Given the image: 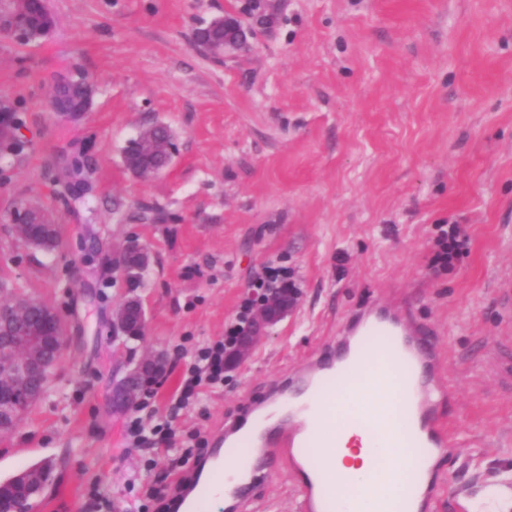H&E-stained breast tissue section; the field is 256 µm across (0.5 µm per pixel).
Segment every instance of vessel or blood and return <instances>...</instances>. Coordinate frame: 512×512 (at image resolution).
I'll list each match as a JSON object with an SVG mask.
<instances>
[{
	"label": "vessel or blood",
	"mask_w": 512,
	"mask_h": 512,
	"mask_svg": "<svg viewBox=\"0 0 512 512\" xmlns=\"http://www.w3.org/2000/svg\"><path fill=\"white\" fill-rule=\"evenodd\" d=\"M343 352H328L311 359L296 384L294 397L277 398L272 407L249 419H239L220 427L211 437L212 448L194 478L180 486L177 496L184 512H223L228 486L241 471H254L262 463L289 468L301 495L300 512H337L334 485L321 481L318 468L309 457V434L314 426L316 393L329 385L345 369L360 372L361 355H349L354 338L383 336L390 354L389 370L410 403L394 417V438L378 436L372 458L390 454L410 464L405 475V491L395 500L394 512H410L430 501V488L419 464L449 447L447 431L435 423L431 411L446 400L448 393L431 377L436 360L432 335L412 323L402 307L386 310L363 306L342 329Z\"/></svg>",
	"instance_id": "vessel-or-blood-1"
}]
</instances>
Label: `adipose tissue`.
<instances>
[{"label":"adipose tissue","instance_id":"1","mask_svg":"<svg viewBox=\"0 0 512 512\" xmlns=\"http://www.w3.org/2000/svg\"><path fill=\"white\" fill-rule=\"evenodd\" d=\"M387 369L385 356H378L361 379L337 386L324 399L323 415L332 426L323 432L318 452L332 458L333 470L341 476L336 490L345 512H385L398 489L401 467L385 458L375 473L368 464L375 433L404 399L397 384H379Z\"/></svg>","mask_w":512,"mask_h":512}]
</instances>
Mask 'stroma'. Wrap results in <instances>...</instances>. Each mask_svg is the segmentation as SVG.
Segmentation results:
<instances>
[{"label":"stroma","instance_id":"1","mask_svg":"<svg viewBox=\"0 0 512 512\" xmlns=\"http://www.w3.org/2000/svg\"><path fill=\"white\" fill-rule=\"evenodd\" d=\"M271 2L273 26L223 61L193 34L242 0H48L47 38L0 37V99L21 108L26 143L0 157V282L61 310L70 336L49 395L0 433V481L55 462L34 512H127L180 476L127 429L167 416L195 343L222 338L272 268L299 288L298 309L179 412L178 435L265 406L355 309L395 302L434 332L449 393L433 411L454 442L434 462V512H458L456 486L512 489V391L492 378L512 336L500 302L512 290V0ZM74 69L95 86L78 120L49 107L54 78ZM147 121L170 127L177 152L142 179L122 150ZM74 158L90 187L79 200L64 190ZM21 201L57 224L53 253L16 233ZM444 224L471 237L449 270L432 265ZM131 235L150 254L147 327L116 341L127 290L112 248ZM157 348L165 383L134 415L107 416L113 377ZM298 498L290 474L261 470L248 509L297 512Z\"/></svg>","mask_w":512,"mask_h":512}]
</instances>
